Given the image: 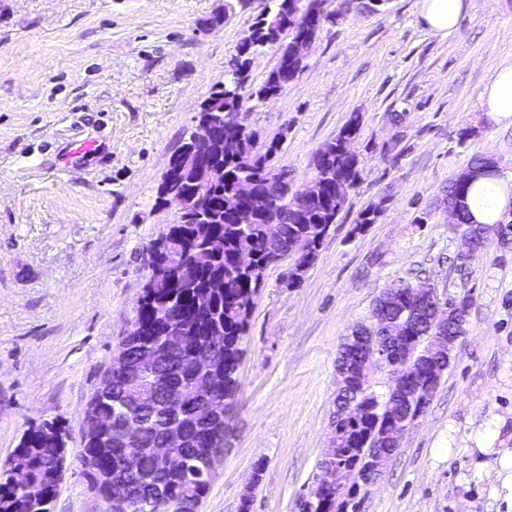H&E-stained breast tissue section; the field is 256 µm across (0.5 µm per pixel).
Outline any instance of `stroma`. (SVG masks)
Listing matches in <instances>:
<instances>
[{
    "label": "stroma",
    "instance_id": "stroma-1",
    "mask_svg": "<svg viewBox=\"0 0 512 512\" xmlns=\"http://www.w3.org/2000/svg\"><path fill=\"white\" fill-rule=\"evenodd\" d=\"M271 0H0V466L32 425L67 446L52 512H109L80 460L82 415L134 324L157 188L199 103ZM512 65V0H473L456 30L418 0L351 11L295 83L244 115L296 185L353 115L360 179L300 283L269 267L242 339L224 460L200 512H300L336 410L339 344L402 283L473 291L467 332L425 413L359 512H512V245L465 273L443 188L476 157L512 174V124L479 93ZM402 113L393 125V113ZM376 223L357 231L375 202Z\"/></svg>",
    "mask_w": 512,
    "mask_h": 512
}]
</instances>
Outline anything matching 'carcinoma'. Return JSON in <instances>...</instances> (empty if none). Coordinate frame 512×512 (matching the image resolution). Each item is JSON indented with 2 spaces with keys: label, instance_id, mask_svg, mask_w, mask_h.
Returning a JSON list of instances; mask_svg holds the SVG:
<instances>
[{
  "label": "carcinoma",
  "instance_id": "obj_1",
  "mask_svg": "<svg viewBox=\"0 0 512 512\" xmlns=\"http://www.w3.org/2000/svg\"><path fill=\"white\" fill-rule=\"evenodd\" d=\"M268 8L240 40L235 58L238 66L228 70L224 81L213 85L203 100V106L213 107L224 113V127L219 137L208 144L209 153L220 163L214 179L200 187L195 184L194 173L188 169L169 180L162 178L157 189V199L166 202V195L176 191L188 197L190 207L174 219L166 239L169 242L168 261L171 273L156 279L138 300L135 321L143 329L140 340L161 335L156 326L155 313L175 309L182 315V334L189 339L184 348L170 347L162 356L157 368L147 377L157 381L162 390L168 384L181 380L185 383L196 377L193 369L195 351L208 348L209 337L219 332L224 336V347L214 353L217 362V408L227 414L237 390V372L243 355L241 340L246 330L253 299L258 292L267 269L269 254L277 249H288L292 242L298 247L291 257L293 264L291 282L300 281L315 261L330 226L344 209L345 201L338 198L341 183L353 187L360 175L358 155L351 142L360 130V118L354 116L336 136L317 148L311 159L309 182L315 184L316 193L303 196L294 185L290 171L278 167L274 159L279 141L258 145L255 131H245L238 124L237 113L248 110L247 104L258 106L278 89V79L284 68V56H279L276 66L266 75L263 83L256 86L250 81L253 58L264 48L277 45L284 49L292 44L303 30L294 20V14L309 15L324 12L322 23L333 24L347 16L354 8L353 0H337L336 10L328 11L326 0H272ZM240 142V152L234 158L224 156L220 143L224 137ZM474 176L465 181L452 180L442 190L444 201L455 212V224L477 234L487 228L496 231L502 244L509 242L512 223L499 221L495 224H479L473 220L467 204ZM255 181L269 197V208L239 222L237 212V187L241 183ZM279 224L282 239L274 244L265 233V225ZM224 238V253L211 256L204 262L186 265L184 258L191 250L206 251L210 237ZM224 282V293L212 295V285ZM407 303L394 288L385 292L375 303L371 317L385 333L393 327L405 324L411 336V344L404 350H396L393 357L399 365H415L423 360L422 352L429 344V337L438 334L437 325L431 324L429 307L405 311ZM104 419L112 427L92 431L84 440L83 453L96 458L100 472L116 468L120 457L155 447L157 440L156 420L137 404L136 385L126 373L112 371L111 388L100 402ZM419 413V406L405 402H387L379 405L376 412L368 414L360 422H339V447L342 455L338 464L346 473L365 456L383 449L382 436L391 418L396 414ZM142 419L138 444H127L118 424L128 416ZM222 421L218 428H209L207 421L189 427L187 442L178 449L184 459L180 477L171 484L165 501L144 493L137 499L133 512H185L184 503L206 497L211 482L199 468L203 450L224 447ZM67 454L63 447V430L57 423L45 421L30 427L21 438L14 456L7 466L0 468V512H51L55 494L56 473L60 460ZM21 472L28 483L40 488L41 500L32 502L14 481L13 472ZM360 490L353 484L340 492L329 494L325 512H348L357 508L356 496Z\"/></svg>",
  "mask_w": 512,
  "mask_h": 512
}]
</instances>
